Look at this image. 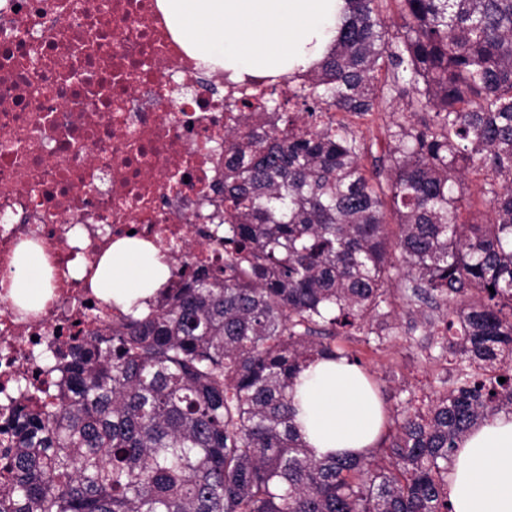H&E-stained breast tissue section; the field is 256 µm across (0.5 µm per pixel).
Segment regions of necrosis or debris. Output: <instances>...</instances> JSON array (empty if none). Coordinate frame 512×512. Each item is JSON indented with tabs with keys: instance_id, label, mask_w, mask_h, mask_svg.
Returning a JSON list of instances; mask_svg holds the SVG:
<instances>
[{
	"instance_id": "1",
	"label": "necrosis or debris",
	"mask_w": 512,
	"mask_h": 512,
	"mask_svg": "<svg viewBox=\"0 0 512 512\" xmlns=\"http://www.w3.org/2000/svg\"><path fill=\"white\" fill-rule=\"evenodd\" d=\"M156 0H0V278L19 243L40 244L53 296L38 313L0 287V401L105 331L120 310L88 276L117 240L152 243L180 287L184 265L214 268L224 220L228 129L270 115L227 111L266 78L206 76L172 38Z\"/></svg>"
}]
</instances>
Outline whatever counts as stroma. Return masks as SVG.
<instances>
[{
	"label": "stroma",
	"mask_w": 512,
	"mask_h": 512,
	"mask_svg": "<svg viewBox=\"0 0 512 512\" xmlns=\"http://www.w3.org/2000/svg\"><path fill=\"white\" fill-rule=\"evenodd\" d=\"M404 108V99H390L383 102L379 113L360 122H350V129L366 144L362 163L367 173L382 171L386 166L388 147L385 129ZM406 286L404 275L394 273L390 284L394 313L390 319V334L384 341L367 340L362 333L336 338L337 348L356 357L374 381L390 416L425 407L441 390L443 381L457 368L456 360L428 357L425 331L416 326L414 310L404 299Z\"/></svg>",
	"instance_id": "stroma-1"
}]
</instances>
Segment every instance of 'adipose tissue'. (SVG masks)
Masks as SVG:
<instances>
[{"mask_svg": "<svg viewBox=\"0 0 512 512\" xmlns=\"http://www.w3.org/2000/svg\"><path fill=\"white\" fill-rule=\"evenodd\" d=\"M344 0H157L174 39L199 64L233 77L282 76L320 61ZM6 279L19 309L40 311L51 297L43 248L21 242ZM171 269L154 245L125 238L100 258L91 286L104 303L144 307ZM292 405L297 430L319 459L367 453L385 426L381 400L347 359L317 360L299 375ZM452 512H512V414L483 420L458 443L448 475Z\"/></svg>", "mask_w": 512, "mask_h": 512, "instance_id": "1", "label": "adipose tissue"}]
</instances>
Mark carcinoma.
<instances>
[{
  "label": "carcinoma",
  "instance_id": "obj_1",
  "mask_svg": "<svg viewBox=\"0 0 512 512\" xmlns=\"http://www.w3.org/2000/svg\"><path fill=\"white\" fill-rule=\"evenodd\" d=\"M345 0L301 110L224 141V274L79 338L0 409V512H451L457 443L512 412V0ZM390 82H378L380 71ZM410 115L387 129L385 179L361 138L317 112ZM278 112L274 94L233 112ZM484 172L487 220L460 221L463 174ZM446 306L427 348L461 356L427 411L394 415L360 457L316 459L292 390L342 329L382 338L388 284ZM505 378L501 383L498 378Z\"/></svg>",
  "mask_w": 512,
  "mask_h": 512
}]
</instances>
